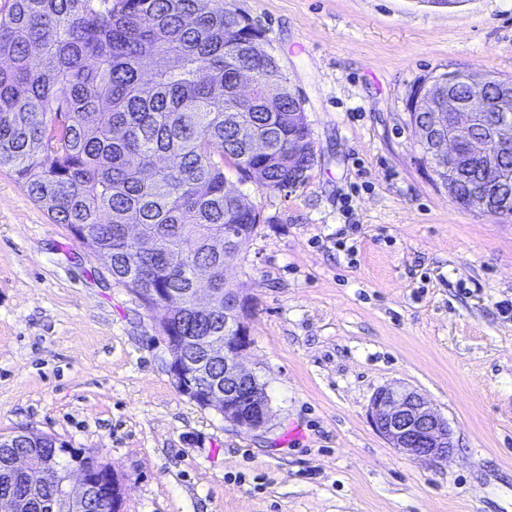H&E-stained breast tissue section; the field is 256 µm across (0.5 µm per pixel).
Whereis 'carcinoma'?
I'll list each match as a JSON object with an SVG mask.
<instances>
[{
	"label": "carcinoma",
	"mask_w": 512,
	"mask_h": 512,
	"mask_svg": "<svg viewBox=\"0 0 512 512\" xmlns=\"http://www.w3.org/2000/svg\"><path fill=\"white\" fill-rule=\"evenodd\" d=\"M262 36L238 26L224 0H4L0 7V167L9 168L52 220L83 227L112 259L127 289L165 288L184 306L172 311L184 351L195 337L224 341V307H191L199 266L218 271L217 299L243 288L224 277L228 236L246 248L260 211L239 206L224 168L259 174L260 187L293 188L301 162L288 148L310 140L296 120L299 99L270 63L253 53ZM256 90L238 94L243 72ZM498 87L474 135L496 114ZM152 279L139 283L140 266ZM47 449L20 435L0 446V491L23 512H58L54 490L16 468Z\"/></svg>",
	"instance_id": "carcinoma-1"
}]
</instances>
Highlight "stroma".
I'll return each instance as SVG.
<instances>
[{
  "instance_id": "stroma-1",
  "label": "stroma",
  "mask_w": 512,
  "mask_h": 512,
  "mask_svg": "<svg viewBox=\"0 0 512 512\" xmlns=\"http://www.w3.org/2000/svg\"><path fill=\"white\" fill-rule=\"evenodd\" d=\"M263 33L316 158L268 191L226 270L252 302L265 430L174 385L154 310L0 168V433L97 450L125 512H512V215L466 209L420 161L406 100L447 70L512 78V0H224ZM352 231L356 256L338 250ZM400 383L448 419L429 463L372 427Z\"/></svg>"
}]
</instances>
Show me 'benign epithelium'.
I'll use <instances>...</instances> for the list:
<instances>
[{"mask_svg": "<svg viewBox=\"0 0 512 512\" xmlns=\"http://www.w3.org/2000/svg\"><path fill=\"white\" fill-rule=\"evenodd\" d=\"M465 82L470 87L466 112L455 111L450 116L432 113L441 124L444 120L454 125L464 137L471 138L476 124L477 111L485 102L484 89L492 83L487 76L448 71L428 78L421 87L413 89L407 100L410 111H427L431 103L444 92V83ZM414 126L420 131L424 144V161L448 171L443 186L448 195L456 197V171L464 164L458 140L441 136L429 140L424 126ZM512 146V128L499 122L485 132L484 141L472 145L483 156V168L494 178L497 176V156L500 150ZM224 324L231 334L224 336V348L215 347L208 336L198 337L199 346L209 351L210 361L201 362L182 354L167 319H162L159 331L168 355V371L180 390L201 409L210 410L224 418L228 424L247 430L265 428L271 420L270 399L265 384L255 370L244 369L239 359L253 344L247 325L246 302L240 292L224 289ZM224 363V385L208 384L216 363ZM370 419L376 432L391 447L422 461L436 462L448 458L455 448L453 431L425 396L401 384L387 385L374 395L370 407ZM53 447L61 456L69 459V466L60 472L44 469L42 477L56 487L57 502L64 506L72 500H81L86 512H123L124 484L109 466H92L84 453L75 451L53 439Z\"/></svg>", "mask_w": 512, "mask_h": 512, "instance_id": "obj_1", "label": "benign epithelium"}]
</instances>
